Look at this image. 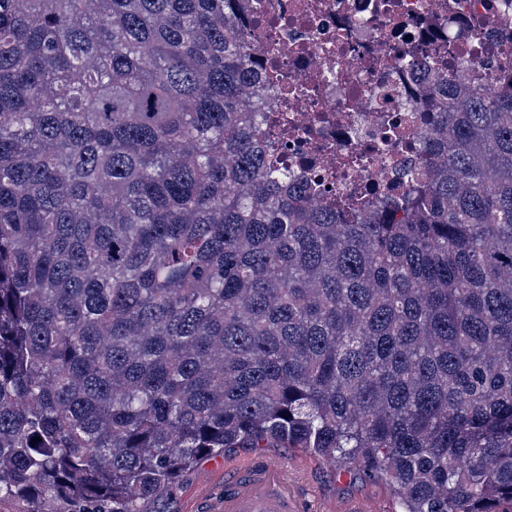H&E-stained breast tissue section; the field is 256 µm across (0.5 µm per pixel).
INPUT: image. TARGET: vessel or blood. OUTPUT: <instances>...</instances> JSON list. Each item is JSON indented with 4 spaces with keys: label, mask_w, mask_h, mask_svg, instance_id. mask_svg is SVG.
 Here are the masks:
<instances>
[{
    "label": "vessel or blood",
    "mask_w": 512,
    "mask_h": 512,
    "mask_svg": "<svg viewBox=\"0 0 512 512\" xmlns=\"http://www.w3.org/2000/svg\"><path fill=\"white\" fill-rule=\"evenodd\" d=\"M303 466L285 455L260 460H226L223 472L200 476L195 499L205 501V512H300L305 493L298 481ZM313 512H385L373 501L357 506L314 499Z\"/></svg>",
    "instance_id": "b4317fda"
}]
</instances>
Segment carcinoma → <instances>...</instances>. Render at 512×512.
<instances>
[{"instance_id": "1", "label": "carcinoma", "mask_w": 512, "mask_h": 512, "mask_svg": "<svg viewBox=\"0 0 512 512\" xmlns=\"http://www.w3.org/2000/svg\"><path fill=\"white\" fill-rule=\"evenodd\" d=\"M253 40L240 0H0V501L142 512L295 448L512 512V89L419 108L407 192L332 212Z\"/></svg>"}]
</instances>
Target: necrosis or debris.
Wrapping results in <instances>:
<instances>
[{
	"label": "necrosis or debris",
	"mask_w": 512,
	"mask_h": 512,
	"mask_svg": "<svg viewBox=\"0 0 512 512\" xmlns=\"http://www.w3.org/2000/svg\"><path fill=\"white\" fill-rule=\"evenodd\" d=\"M255 30L254 103L274 113L278 158L318 202L403 192L425 94L512 80V0H247ZM416 54L420 63L403 59ZM473 60L441 84L435 61Z\"/></svg>",
	"instance_id": "necrosis-or-debris-1"
}]
</instances>
